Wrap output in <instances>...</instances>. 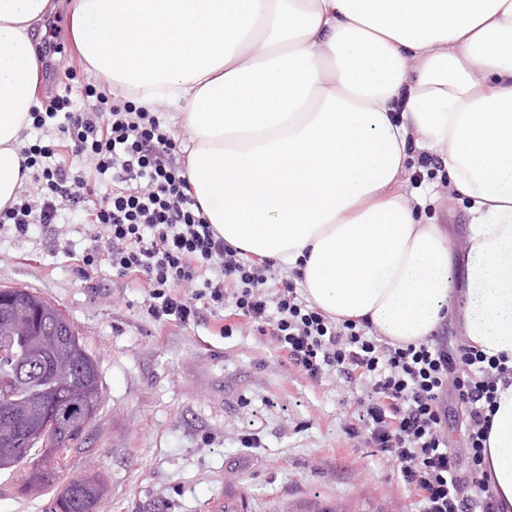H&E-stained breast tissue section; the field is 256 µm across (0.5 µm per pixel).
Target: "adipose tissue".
Instances as JSON below:
<instances>
[{
	"mask_svg": "<svg viewBox=\"0 0 512 512\" xmlns=\"http://www.w3.org/2000/svg\"><path fill=\"white\" fill-rule=\"evenodd\" d=\"M53 0H0V208L16 199ZM80 56L190 133L209 224L297 271L308 301L395 344L446 320L512 368V0H74ZM432 151L468 203L454 241L404 191ZM464 286L452 277L454 260ZM485 468L512 512V384Z\"/></svg>",
	"mask_w": 512,
	"mask_h": 512,
	"instance_id": "1",
	"label": "adipose tissue"
}]
</instances>
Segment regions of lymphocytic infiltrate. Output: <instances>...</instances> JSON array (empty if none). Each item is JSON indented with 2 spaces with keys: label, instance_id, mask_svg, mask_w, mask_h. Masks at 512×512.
Masks as SVG:
<instances>
[{
  "label": "lymphocytic infiltrate",
  "instance_id": "lymphocytic-infiltrate-1",
  "mask_svg": "<svg viewBox=\"0 0 512 512\" xmlns=\"http://www.w3.org/2000/svg\"><path fill=\"white\" fill-rule=\"evenodd\" d=\"M85 95L87 112L60 95L32 110V126L42 136L22 149V166L42 194L1 209L0 225L23 238L31 226L54 223L69 210L96 230L92 249L81 257L82 274L106 264L143 281L144 306L155 324L186 327L202 311L227 310L257 331H270L285 364L311 381L332 369L349 385L369 384L353 418L419 512H498L485 493L483 451L497 383L512 378V368L467 344H393L368 333L364 323L340 322L313 306L294 279L274 278L270 262L241 257L207 223L177 159L180 148L159 118L92 86ZM61 113L66 122L59 125ZM83 154L95 157L94 168L74 170L69 156ZM105 175L112 189L103 195ZM186 282L196 285L188 296L180 291ZM451 393L465 409L461 454L449 451L442 434ZM468 484L477 495H464Z\"/></svg>",
  "mask_w": 512,
  "mask_h": 512
}]
</instances>
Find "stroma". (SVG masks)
Returning a JSON list of instances; mask_svg holds the SVG:
<instances>
[{
	"instance_id": "1",
	"label": "stroma",
	"mask_w": 512,
	"mask_h": 512,
	"mask_svg": "<svg viewBox=\"0 0 512 512\" xmlns=\"http://www.w3.org/2000/svg\"><path fill=\"white\" fill-rule=\"evenodd\" d=\"M72 0H56V76L37 95L107 90L78 54ZM94 229L65 223L21 238L0 229V288H30L53 300L82 333L102 379L87 442L66 458L71 473L101 470L99 512H220L225 494L247 512H416L396 476L346 433L365 388L336 372L309 381L280 363L270 336L249 328L219 334L214 317L157 326L142 282L101 266L91 278L76 257Z\"/></svg>"
}]
</instances>
